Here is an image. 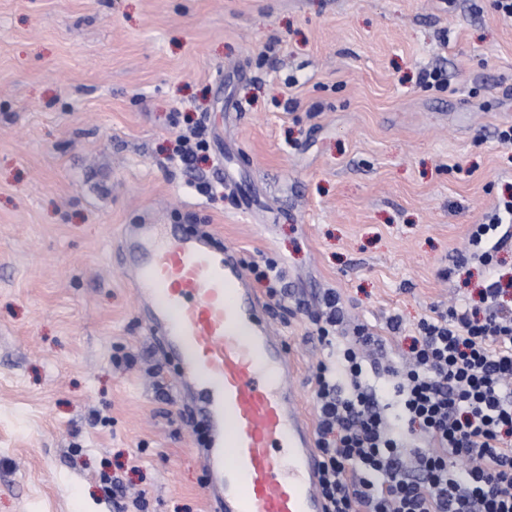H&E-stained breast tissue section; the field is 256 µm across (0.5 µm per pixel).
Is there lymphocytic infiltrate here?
<instances>
[{
	"mask_svg": "<svg viewBox=\"0 0 512 512\" xmlns=\"http://www.w3.org/2000/svg\"><path fill=\"white\" fill-rule=\"evenodd\" d=\"M512 277L420 320L402 366L348 326L317 322L314 410L325 512H512Z\"/></svg>",
	"mask_w": 512,
	"mask_h": 512,
	"instance_id": "f902f5d3",
	"label": "lymphocytic infiltrate"
}]
</instances>
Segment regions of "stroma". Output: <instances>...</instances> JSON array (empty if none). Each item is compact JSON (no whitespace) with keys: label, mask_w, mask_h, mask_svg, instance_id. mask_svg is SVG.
Segmentation results:
<instances>
[{"label":"stroma","mask_w":512,"mask_h":512,"mask_svg":"<svg viewBox=\"0 0 512 512\" xmlns=\"http://www.w3.org/2000/svg\"><path fill=\"white\" fill-rule=\"evenodd\" d=\"M438 67L443 85L426 86ZM213 188L176 149L196 121ZM512 20L494 0H0V512H208L187 409L123 273L122 227H201L289 290L265 315L314 411L335 290L398 348L512 273L473 235L512 195ZM238 189L230 196L225 181Z\"/></svg>","instance_id":"35a3bbf8"}]
</instances>
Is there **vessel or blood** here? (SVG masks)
Masks as SVG:
<instances>
[{
  "mask_svg": "<svg viewBox=\"0 0 512 512\" xmlns=\"http://www.w3.org/2000/svg\"><path fill=\"white\" fill-rule=\"evenodd\" d=\"M124 238L127 282L207 431L210 512H324L286 342L261 318L245 267L212 237L162 224L134 225Z\"/></svg>",
  "mask_w": 512,
  "mask_h": 512,
  "instance_id": "b4317fda",
  "label": "vessel or blood"
}]
</instances>
